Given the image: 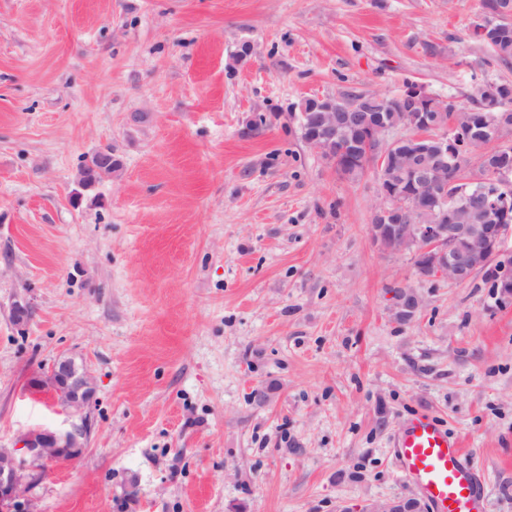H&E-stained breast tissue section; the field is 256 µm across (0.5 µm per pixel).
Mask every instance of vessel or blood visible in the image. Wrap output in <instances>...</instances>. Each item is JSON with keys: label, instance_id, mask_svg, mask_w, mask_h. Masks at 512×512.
<instances>
[{"label": "vessel or blood", "instance_id": "vessel-or-blood-1", "mask_svg": "<svg viewBox=\"0 0 512 512\" xmlns=\"http://www.w3.org/2000/svg\"><path fill=\"white\" fill-rule=\"evenodd\" d=\"M391 446L402 478L436 512H487L484 481L458 439L436 419L413 416L394 434Z\"/></svg>", "mask_w": 512, "mask_h": 512}]
</instances>
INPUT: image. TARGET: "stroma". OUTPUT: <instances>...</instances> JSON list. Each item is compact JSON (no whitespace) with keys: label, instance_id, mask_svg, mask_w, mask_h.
I'll return each instance as SVG.
<instances>
[{"label":"stroma","instance_id":"1","mask_svg":"<svg viewBox=\"0 0 512 512\" xmlns=\"http://www.w3.org/2000/svg\"><path fill=\"white\" fill-rule=\"evenodd\" d=\"M479 10L0 0V448L65 428L29 386L57 358L96 384L88 447L31 489L36 512H366L414 494L391 439L415 413L512 512V298L381 250L378 180L339 178L294 118L346 90L465 103L512 81ZM106 148L116 171L83 188Z\"/></svg>","mask_w":512,"mask_h":512}]
</instances>
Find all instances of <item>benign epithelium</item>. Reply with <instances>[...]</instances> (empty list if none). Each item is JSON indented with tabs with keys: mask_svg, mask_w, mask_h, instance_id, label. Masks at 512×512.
<instances>
[{
	"mask_svg": "<svg viewBox=\"0 0 512 512\" xmlns=\"http://www.w3.org/2000/svg\"><path fill=\"white\" fill-rule=\"evenodd\" d=\"M499 22H512V3L503 0L496 9L483 8L474 28L487 33ZM398 97L408 103L411 124L393 134L384 118L377 113L363 115L359 110L341 103L339 98L320 97L312 108L305 141L319 153L331 148L325 133L338 126H350L363 134V144L373 146L390 143L387 152L393 165L413 174L419 185L420 200L444 202L441 187L448 176V146L456 145L459 135L474 129L476 113L455 116L451 124L436 123L437 115L428 112L430 94L417 83H408ZM434 130L430 136L423 132ZM466 200L448 205L446 224H414L398 209L399 184L380 182V204L375 218L380 226L372 231L375 243L387 252H408L417 262L418 278H446L463 283L476 273L492 266L498 274L500 293L512 291V250L505 249L512 228L501 220L512 212V196L487 192L485 179L476 174ZM409 302L399 299L394 305V318L403 312L416 313L420 299L408 292ZM33 308L25 299L12 306V318L25 326ZM32 383L49 393L54 403L67 415L68 426L62 430L36 427L25 432L15 448H0V510L13 505L38 483L49 467L79 458L87 449L90 434L88 410L96 387L89 370L73 357H60ZM381 512H427L426 504L417 498H394Z\"/></svg>",
	"mask_w": 512,
	"mask_h": 512,
	"instance_id": "obj_1",
	"label": "benign epithelium"
}]
</instances>
